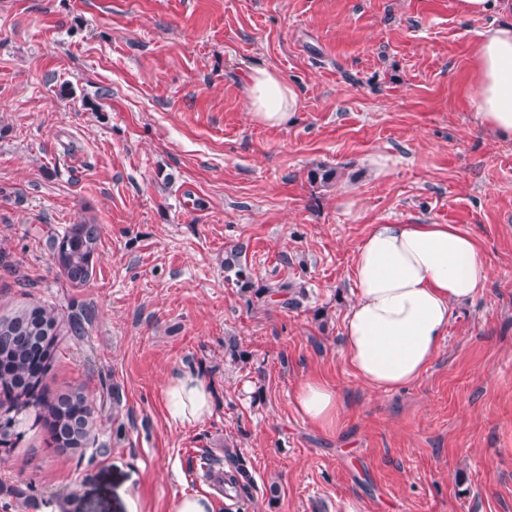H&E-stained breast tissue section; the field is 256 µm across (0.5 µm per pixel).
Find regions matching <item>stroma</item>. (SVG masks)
I'll list each match as a JSON object with an SVG mask.
<instances>
[{"instance_id": "obj_1", "label": "stroma", "mask_w": 512, "mask_h": 512, "mask_svg": "<svg viewBox=\"0 0 512 512\" xmlns=\"http://www.w3.org/2000/svg\"><path fill=\"white\" fill-rule=\"evenodd\" d=\"M489 22L456 0H0V318L83 315L45 385L95 417L80 453L24 425L0 450V512H170L208 494L201 463L228 444L253 484L213 512H512V140L478 129L469 97ZM252 67L296 92L287 125L252 120ZM82 221L101 232L76 284L51 245ZM372 224L459 225L490 267L396 390L343 349ZM234 248L256 283L304 290L300 308L227 282ZM178 369L213 387L203 422L167 414ZM311 377L339 393L336 431L295 407Z\"/></svg>"}]
</instances>
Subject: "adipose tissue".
Instances as JSON below:
<instances>
[{
	"label": "adipose tissue",
	"instance_id": "adipose-tissue-1",
	"mask_svg": "<svg viewBox=\"0 0 512 512\" xmlns=\"http://www.w3.org/2000/svg\"><path fill=\"white\" fill-rule=\"evenodd\" d=\"M473 105L479 125L512 139V22L481 32L473 54ZM250 115L268 126L287 124L298 98L273 70L252 69L244 86ZM489 278L486 254L454 224H373L357 245L351 279L354 301L344 317V347L365 385L399 389L421 377L438 354L454 304L474 298ZM163 399L170 419L182 425L213 410L210 383L181 372L169 378ZM298 410L326 429L341 413L336 389L323 380L301 382Z\"/></svg>",
	"mask_w": 512,
	"mask_h": 512
}]
</instances>
